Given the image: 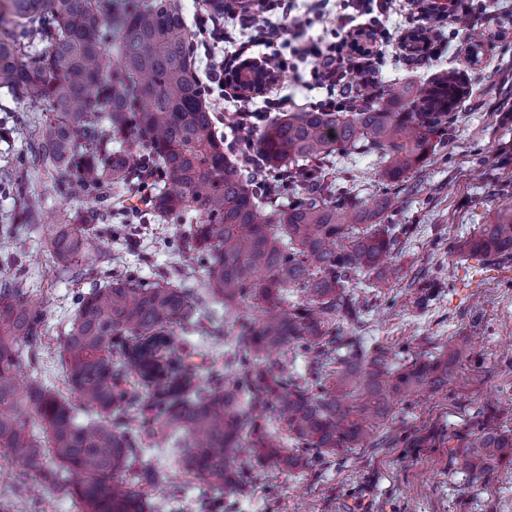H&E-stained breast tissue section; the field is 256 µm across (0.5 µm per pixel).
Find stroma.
I'll return each mask as SVG.
<instances>
[{
    "mask_svg": "<svg viewBox=\"0 0 512 512\" xmlns=\"http://www.w3.org/2000/svg\"><path fill=\"white\" fill-rule=\"evenodd\" d=\"M494 20L478 21L486 45L470 63L464 37L447 22L434 23L441 57L418 68L397 44L384 47L380 83L426 87L440 74L458 73L468 90L451 112L436 147L409 184L407 204L393 223L410 232L390 259L399 281L369 288L355 276L348 288L363 309L360 335L408 360L444 343L468 339L469 352L452 364L447 385L395 405L393 447L366 448L330 457L304 476L270 473L251 491L225 500L226 512H512V467L472 481L454 450L461 436L482 427L512 429V261L474 259L460 246L480 224L512 205V0H492ZM22 138L0 141V171L9 170L40 197L44 215L79 208L61 196L60 175L23 155ZM173 225H139L132 238H100V256L83 262L82 278L60 276L33 232L10 245L21 254L38 288L49 337L36 358L55 382L62 369L55 353L68 328L78 289L105 279L109 255L151 280L161 273L194 290L204 288L201 268L182 255ZM9 512H71L70 501L46 486L41 471L26 470L0 450V506Z\"/></svg>",
    "mask_w": 512,
    "mask_h": 512,
    "instance_id": "35a3bbf8",
    "label": "stroma"
}]
</instances>
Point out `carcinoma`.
Listing matches in <instances>:
<instances>
[{"instance_id":"carcinoma-1","label":"carcinoma","mask_w":512,"mask_h":512,"mask_svg":"<svg viewBox=\"0 0 512 512\" xmlns=\"http://www.w3.org/2000/svg\"><path fill=\"white\" fill-rule=\"evenodd\" d=\"M112 18V34L103 33ZM190 37L180 0H0V89L54 114L26 150L64 176L66 196L93 201L40 226L58 271L79 278L112 200L139 196L131 217L140 223L188 224L182 248L206 279L199 296L125 267L77 291L59 362L82 420L41 372L23 371L22 350L41 345L49 326L26 270L0 257L11 270L0 281V449L35 469L52 457L50 485L78 500V512H158L151 490L181 489L170 468L140 462L158 440L218 509L269 468L307 474L330 456L390 444L393 405L443 389L466 351L454 343L400 363L345 332L360 320L350 278L376 288L397 275L387 258L407 227L391 223V192L430 154L458 99L456 78L379 90L355 112L272 119L253 141L265 168L257 178L216 134ZM360 150L379 158L390 188L370 202L333 169L335 157ZM282 194L284 208L273 201ZM39 210L23 202L0 242L12 241L13 226L35 224ZM465 253L512 258V205L478 225ZM246 302L252 314L242 320ZM213 305L235 330L224 370L201 383L197 346L178 332L197 328ZM287 348L305 372H288ZM459 460L475 481L512 465V430L474 433Z\"/></svg>"}]
</instances>
